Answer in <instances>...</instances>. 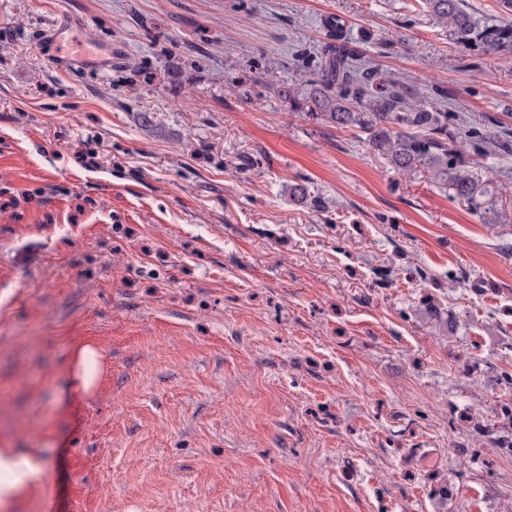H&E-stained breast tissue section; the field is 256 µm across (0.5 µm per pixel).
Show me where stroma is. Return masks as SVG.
Masks as SVG:
<instances>
[{
	"label": "stroma",
	"instance_id": "obj_1",
	"mask_svg": "<svg viewBox=\"0 0 512 512\" xmlns=\"http://www.w3.org/2000/svg\"><path fill=\"white\" fill-rule=\"evenodd\" d=\"M333 21L512 130V54L422 0H0V448L50 461L12 512H512V145L483 220L292 110ZM99 357L97 350L90 345H83L75 351L76 390L87 393L94 386L99 375Z\"/></svg>",
	"mask_w": 512,
	"mask_h": 512
}]
</instances>
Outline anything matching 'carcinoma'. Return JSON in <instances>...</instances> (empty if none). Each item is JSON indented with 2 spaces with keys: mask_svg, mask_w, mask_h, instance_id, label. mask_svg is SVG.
Here are the masks:
<instances>
[{
  "mask_svg": "<svg viewBox=\"0 0 512 512\" xmlns=\"http://www.w3.org/2000/svg\"><path fill=\"white\" fill-rule=\"evenodd\" d=\"M435 23L458 47L487 54L512 52V24L480 21L462 0H424ZM277 94L291 109L327 124L354 127L401 173H430L452 197L481 213L487 181L473 169L477 158L507 145L499 136L474 139L457 112H444L425 96L409 92L400 77L382 74L363 62L345 42L322 48L321 69L306 84L281 86Z\"/></svg>",
  "mask_w": 512,
  "mask_h": 512,
  "instance_id": "cac0c4a2",
  "label": "carcinoma"
}]
</instances>
